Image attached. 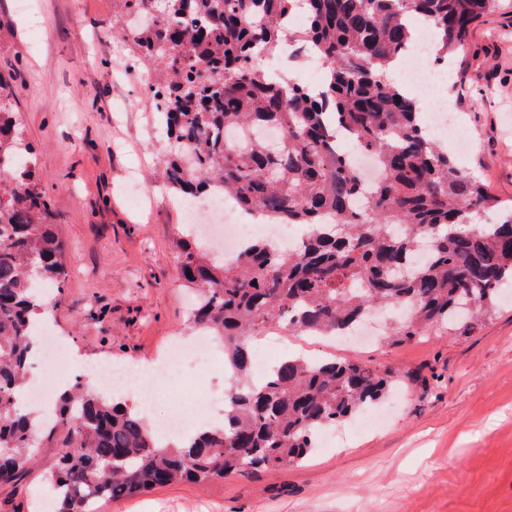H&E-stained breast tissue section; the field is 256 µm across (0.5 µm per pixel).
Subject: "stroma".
Here are the masks:
<instances>
[{
	"instance_id": "obj_1",
	"label": "stroma",
	"mask_w": 512,
	"mask_h": 512,
	"mask_svg": "<svg viewBox=\"0 0 512 512\" xmlns=\"http://www.w3.org/2000/svg\"><path fill=\"white\" fill-rule=\"evenodd\" d=\"M0 0V77L6 78L36 154V175L61 222L68 276L51 326L89 372L104 362L156 359L191 339L193 292L175 242L185 212L160 161L167 136L125 74L112 0ZM449 110L470 137L458 165L478 176L500 208L512 207V0L475 22L452 58ZM362 361L397 385L384 419L345 441L320 444L302 463L179 482L98 512H512V300L471 333L434 331L397 345L381 336L323 351ZM224 369L188 389L165 381L156 411L193 401L208 420L207 391ZM60 451L39 446L0 512H39Z\"/></svg>"
}]
</instances>
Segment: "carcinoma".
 <instances>
[{
  "label": "carcinoma",
  "instance_id": "carcinoma-1",
  "mask_svg": "<svg viewBox=\"0 0 512 512\" xmlns=\"http://www.w3.org/2000/svg\"><path fill=\"white\" fill-rule=\"evenodd\" d=\"M132 1L141 8L133 56L165 74L170 188L192 199L229 194L308 233L292 251L259 239L231 261L211 257L191 231L179 238L180 272L198 288L191 321L224 343L239 377L224 426L203 425L170 446L142 413L78 384L47 424L18 394L36 349L34 315L53 308L43 288L64 286L66 248L35 166L16 161L34 149L0 81V484L29 471L39 441L63 449L48 479L51 512H88L92 491L112 501L298 464L319 430L391 389L369 364L295 356L247 383L253 338L271 324L326 336L372 308L400 305L395 344L436 326L471 330L512 287V213L476 223L494 197L430 139L424 102L389 78L417 23L436 32L435 61L446 63L495 0H303L306 23L292 39L313 45L328 74L317 94L253 64L276 49L296 0H112L119 17ZM200 66L219 78H202ZM267 126L279 139L263 137ZM342 140L382 171L365 212L355 208L363 184Z\"/></svg>",
  "mask_w": 512,
  "mask_h": 512
}]
</instances>
